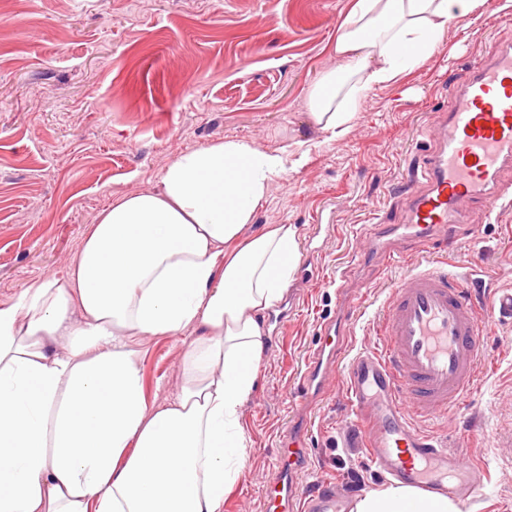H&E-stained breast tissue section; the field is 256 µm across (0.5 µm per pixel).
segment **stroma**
I'll list each match as a JSON object with an SVG mask.
<instances>
[{
	"label": "stroma",
	"mask_w": 512,
	"mask_h": 512,
	"mask_svg": "<svg viewBox=\"0 0 512 512\" xmlns=\"http://www.w3.org/2000/svg\"><path fill=\"white\" fill-rule=\"evenodd\" d=\"M355 0H0V306L64 276L99 212L159 187L184 152L236 139L258 150L302 151L298 170L274 178L256 224H292L295 291L266 319L258 386L242 424L248 464L223 512H264L265 485L289 420L295 373L321 321L335 318L339 279L367 224L400 221L420 133L450 105L460 74L512 42V6L453 18L425 61L364 97L339 140L310 123L315 82L341 64L336 35ZM438 249L442 267L476 271L512 289V208L493 224L474 212ZM409 266L361 261L357 302L340 326L350 352L379 342V317ZM148 400L173 397L185 346L136 337ZM342 383L312 413V464L299 477L334 482L348 502L389 480L351 437ZM482 467L485 485L460 512H512V319L490 324L476 381L462 404L415 422Z\"/></svg>",
	"instance_id": "obj_1"
}]
</instances>
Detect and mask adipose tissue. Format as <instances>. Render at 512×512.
Returning <instances> with one entry per match:
<instances>
[{
    "instance_id": "obj_1",
    "label": "adipose tissue",
    "mask_w": 512,
    "mask_h": 512,
    "mask_svg": "<svg viewBox=\"0 0 512 512\" xmlns=\"http://www.w3.org/2000/svg\"><path fill=\"white\" fill-rule=\"evenodd\" d=\"M487 0H356L309 117L340 139L362 97ZM287 155L226 140L181 154L160 187L104 208L66 276L0 307V512H222L249 456L242 426L265 317L297 255L291 224L254 229ZM133 336L181 338L180 391L148 401ZM352 512H459L387 486Z\"/></svg>"
}]
</instances>
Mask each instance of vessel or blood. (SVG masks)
I'll return each instance as SVG.
<instances>
[{"label": "vessel or blood", "instance_id": "vessel-or-blood-1", "mask_svg": "<svg viewBox=\"0 0 512 512\" xmlns=\"http://www.w3.org/2000/svg\"><path fill=\"white\" fill-rule=\"evenodd\" d=\"M417 166L423 188L400 195L404 221L366 232L380 265L400 256L397 244L452 242L453 227L467 223L475 205L485 213L512 207V44L473 66L454 102L425 130ZM466 273L424 268L394 289L380 320V349L348 353L333 320L321 324L318 347L289 396L291 423L265 494V512H345L335 489H305L297 476L308 468L305 446L314 405L328 382L341 377L368 457L390 480L422 493L461 502L484 484L480 467L464 462L412 427L458 404L474 385L476 361L490 322L512 318V289L497 291L486 308L474 301Z\"/></svg>", "mask_w": 512, "mask_h": 512}]
</instances>
